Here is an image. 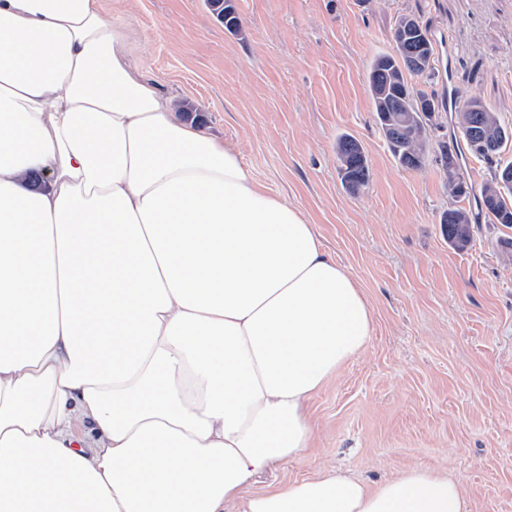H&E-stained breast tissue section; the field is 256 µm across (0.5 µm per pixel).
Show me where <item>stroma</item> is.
Listing matches in <instances>:
<instances>
[{"label": "stroma", "instance_id": "obj_1", "mask_svg": "<svg viewBox=\"0 0 512 512\" xmlns=\"http://www.w3.org/2000/svg\"><path fill=\"white\" fill-rule=\"evenodd\" d=\"M101 2L127 27L133 65L199 108L198 128L309 216L372 307L366 350L311 401V448L257 489L324 469L378 484L422 468L456 479L468 512H512V228L479 216L466 249L449 245L441 213H476L490 168L466 156L462 199L436 159L402 168L367 81L410 14L435 46V77H411L414 89L478 96L512 127V0H232L240 37L207 0ZM343 136L368 159L357 193L339 174Z\"/></svg>", "mask_w": 512, "mask_h": 512}]
</instances>
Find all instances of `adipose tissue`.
Returning a JSON list of instances; mask_svg holds the SVG:
<instances>
[{
  "label": "adipose tissue",
  "mask_w": 512,
  "mask_h": 512,
  "mask_svg": "<svg viewBox=\"0 0 512 512\" xmlns=\"http://www.w3.org/2000/svg\"><path fill=\"white\" fill-rule=\"evenodd\" d=\"M373 332L305 213L179 116L100 0H0V512H467L420 468L253 491Z\"/></svg>",
  "instance_id": "1"
}]
</instances>
